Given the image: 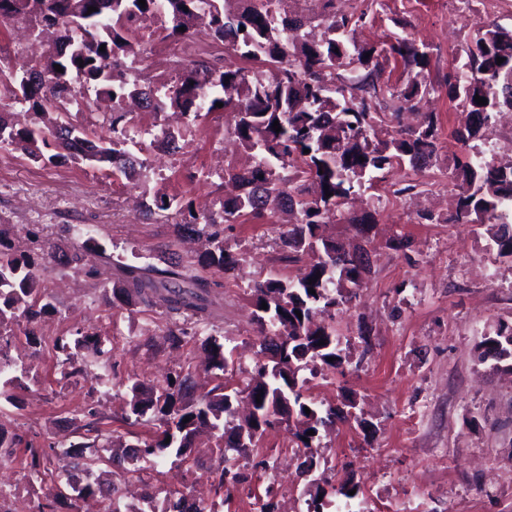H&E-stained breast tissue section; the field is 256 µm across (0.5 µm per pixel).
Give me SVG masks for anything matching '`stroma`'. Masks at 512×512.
Masks as SVG:
<instances>
[{
  "instance_id": "1",
  "label": "stroma",
  "mask_w": 512,
  "mask_h": 512,
  "mask_svg": "<svg viewBox=\"0 0 512 512\" xmlns=\"http://www.w3.org/2000/svg\"><path fill=\"white\" fill-rule=\"evenodd\" d=\"M333 9L363 15L354 32L358 45L400 34L427 46L425 67L407 72L383 61L389 84L418 82L431 91L412 109L379 99L376 132L386 138L397 125H417L431 112L439 119L442 149L413 191L404 189V171L392 168L349 203V213L371 222L369 232L338 216L326 226L346 248H363L368 265L357 301L334 317L344 341L341 366L306 385L323 403L344 394L359 403L356 420L323 432L320 469L333 483L358 485L367 512H512V371L478 360L482 336L512 323V258L487 250L483 227L452 223L458 187L448 170L460 150L454 131L461 120L448 75L480 25L512 29V0H333ZM26 37L21 24L0 22L1 70L16 71L47 54L45 41L18 53L16 44ZM210 43L202 26L187 44L163 39L156 20L138 60L144 74L167 81L175 78L174 60L192 49L207 52L216 68L238 65L237 57ZM128 119L140 132L132 153L143 163L133 182L73 159L42 166L23 150L0 151V238L16 253L36 255L47 245L56 257L40 273L50 308L36 323L20 317L10 325L12 367L0 375V422L18 443L0 460V480L36 465L58 470L61 449L77 442V427L87 423L98 430L96 452L105 457L152 436L157 422L128 417V385L150 387L188 371L198 392L208 391L216 380L206 369L207 336L232 353L228 383L248 381L258 349L252 287L273 275L298 276L306 267L286 258L280 233L296 220L286 210L225 225L224 246L238 260L227 273L199 264L205 240L180 235L177 216L142 217L143 202L162 194L192 201L199 213L221 211L226 163H254L238 147L232 114L213 112L192 125L169 112L138 111ZM428 213L433 221H425ZM76 251L79 269L61 270L59 259ZM124 265L192 270L211 303L203 324L185 323L160 303L113 304ZM180 326L188 333L171 344L168 333ZM79 333L101 342L107 355L77 358L74 373L61 377L54 343ZM216 442L204 432L185 460L136 463L123 491L155 492L159 512L177 495L203 497L217 512H254L255 497L270 487L281 512H306L294 426L268 429L249 456H238L252 480L232 492L220 481ZM262 460L267 468H259Z\"/></svg>"
}]
</instances>
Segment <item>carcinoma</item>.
<instances>
[{
  "instance_id": "carcinoma-1",
  "label": "carcinoma",
  "mask_w": 512,
  "mask_h": 512,
  "mask_svg": "<svg viewBox=\"0 0 512 512\" xmlns=\"http://www.w3.org/2000/svg\"><path fill=\"white\" fill-rule=\"evenodd\" d=\"M322 2L323 31L306 39L300 31L308 18L288 10V0H146L144 8L139 0H0L1 20H21L39 35L49 30L56 35L45 61L29 65L21 75L0 84L1 95L28 107L34 115L30 127H17L0 115L1 151L19 147L34 162L55 164L62 154L47 155L44 150L53 146L73 149V159L133 182L143 163L118 148L120 138L128 132L127 112L121 103L137 99L146 110L170 109L193 122L202 111L209 114L231 108L237 113L235 134L241 147L257 157L252 167L229 165L224 169V176L239 184L243 192L224 200L219 220L195 213L192 204L182 198L163 195L144 205L145 216L170 210L188 215L190 221L182 228L204 236L207 242L199 263L227 272L235 260L225 254L222 224L244 215L258 218L281 207L295 208L300 219L282 232L288 258L310 252L317 255L302 277L273 275L252 289L259 360L256 376L249 382L228 388L224 383L228 368L224 343L210 337L206 341L208 367L215 371L218 383L207 393L197 394L189 373L168 378L151 391L138 382L129 386L134 421L150 414L163 430L112 454L108 463L123 475L140 459L160 454L182 458L201 427L218 431L220 441L230 434L227 446L248 454L250 448L239 442L242 424L224 426V418L234 414L233 404L240 396L261 398L259 417L248 425L255 437L286 421L281 407L284 399H289L299 426L296 438L305 449L298 466L304 475L320 464V454L313 446L320 440V430L348 422L350 409L356 407L355 400L345 398L324 408L306 394L305 380L299 379L300 371L310 366L320 363L334 368L341 363L342 339L329 319L336 307L359 297L367 263L362 254L357 263L344 258L343 247L325 236L323 227L356 190L373 184L378 172L396 165L415 175L438 156L440 143L437 118L432 114L424 116L417 127L400 129L386 141L370 139L373 99L388 92L412 107L428 93V88L416 82L397 92L380 83V59L391 56L410 71L425 65L428 52L425 46L399 35L380 48L360 47L350 37V27L360 19L331 13L327 8L333 0ZM90 6L97 11L88 13ZM201 14L207 15L212 43L247 66L231 65L217 71L203 59L180 62L177 81L158 84L149 79L130 81L117 70L119 58L143 51L139 34L145 21L166 17L165 38L185 42L192 37ZM181 27L185 31H179ZM102 45L103 52L99 51ZM465 54L448 81L454 99L463 105L455 138L470 147L453 158L452 175L461 188L453 221L485 227L488 248L500 257H512V168L495 165L487 151L469 146L490 124L493 113L512 110V31L487 24ZM499 57L501 64L497 63ZM56 64L63 72L55 70ZM341 69L359 72L354 85L360 95L348 96V86L336 84V71ZM93 93L105 94L114 103L108 125L112 135L108 137L71 120L69 106L87 103ZM477 95L487 99V104H477ZM218 102L223 107H217ZM276 120L281 127L278 133L272 128ZM287 168L293 169V175H281ZM327 190L332 196H325ZM179 278L176 273L171 280L158 283L130 269L119 288L130 306L160 301L177 313L192 317L203 313L201 296L181 286ZM312 278L316 282L311 284ZM39 281L37 259L17 255L0 241V326L18 316L32 324L50 307L43 302ZM311 289L315 293H309ZM264 302L265 309L261 308ZM83 345L78 338L71 343L56 340L55 348L63 354L58 361L62 374L72 373V349ZM479 349L481 362L493 360L512 370V324L498 325L482 338ZM185 418L189 422H183ZM100 461L102 457L94 453L83 456L85 483L74 485L59 475L57 484L71 488L78 497L106 499L105 512H156L155 495L150 492L137 505H123L118 487L103 490L96 475ZM349 491L346 484L333 486L329 492L321 488L306 500L307 512H324L330 494L356 499ZM172 508L174 512H215L214 504L201 498L188 504L181 497Z\"/></svg>"
}]
</instances>
